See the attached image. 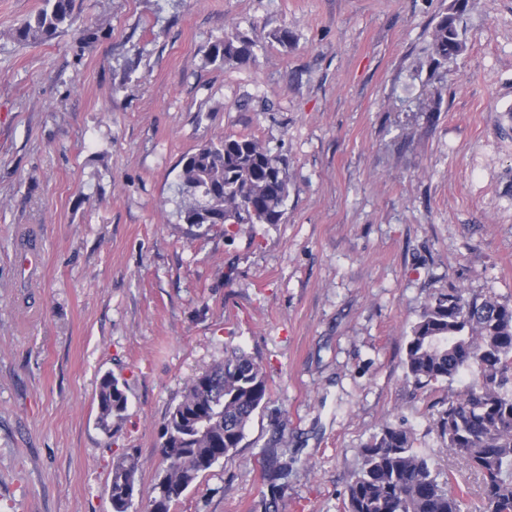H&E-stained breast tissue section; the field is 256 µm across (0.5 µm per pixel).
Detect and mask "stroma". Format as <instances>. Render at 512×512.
<instances>
[{
    "mask_svg": "<svg viewBox=\"0 0 512 512\" xmlns=\"http://www.w3.org/2000/svg\"><path fill=\"white\" fill-rule=\"evenodd\" d=\"M451 3L84 0L21 45L42 0H0V512H112L127 453L146 512L170 409L233 348L268 400L173 512H261L271 446L278 512H344L402 420L447 470L439 412L467 379L416 387L406 338L454 288L512 305V0H470L438 63ZM231 31L255 63L210 62ZM229 135L286 160L281 223L184 222L182 157ZM107 373L128 397L108 432ZM43 6L36 15L25 21L11 33L19 44H36L51 41L59 33L71 27L76 11L80 8L77 0H43ZM469 0H454L448 13L441 15L432 34V49L438 59L448 60L458 56L465 48L463 17ZM267 457V466L264 471L263 479L271 494V499L265 500L264 512H270V508H274L277 502V497L281 496L282 491L286 487L285 480L288 476V462H278L274 460V455L271 457L270 453L266 451L263 454ZM138 471V460L134 456H123L118 459L112 469V481H111V499L113 512H125L124 510H118L114 508V500L121 499L122 491L126 485L128 474L130 471Z\"/></svg>",
    "mask_w": 512,
    "mask_h": 512,
    "instance_id": "obj_1",
    "label": "stroma"
}]
</instances>
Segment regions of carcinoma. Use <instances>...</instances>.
<instances>
[{"label": "carcinoma", "instance_id": "carcinoma-1", "mask_svg": "<svg viewBox=\"0 0 512 512\" xmlns=\"http://www.w3.org/2000/svg\"><path fill=\"white\" fill-rule=\"evenodd\" d=\"M469 0H453L432 34L434 54L447 60L465 48L463 17ZM79 0H43L36 15L11 33L19 44L48 42L71 27ZM211 62L249 64L254 44L238 33L215 41ZM179 194L187 224H278L288 199L287 162L258 139L226 136L181 159ZM405 377L420 388L450 383L465 373L468 385L448 396L438 421L448 453L477 477L478 499L450 467L445 473L413 448L404 424H385L363 448V465L346 490L345 512H512V306L493 297L453 290L430 301L407 337ZM269 396L260 366L232 352L191 378L163 425V473L149 512H171L185 491L220 459L242 447L256 412ZM100 427L121 417L127 396L107 374L97 391ZM263 479L271 494L265 512L286 487L288 463L271 454ZM134 456L112 469L111 499L121 498Z\"/></svg>", "mask_w": 512, "mask_h": 512}]
</instances>
